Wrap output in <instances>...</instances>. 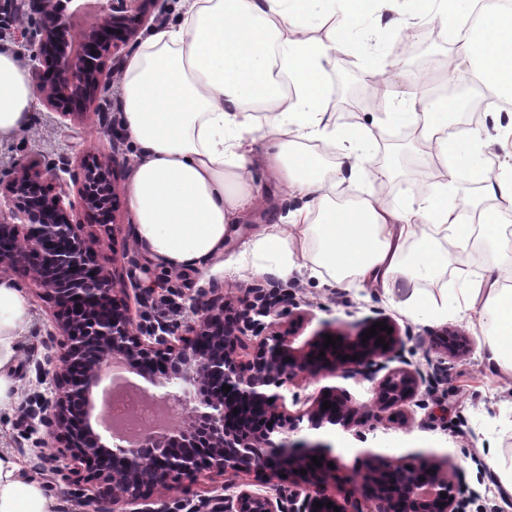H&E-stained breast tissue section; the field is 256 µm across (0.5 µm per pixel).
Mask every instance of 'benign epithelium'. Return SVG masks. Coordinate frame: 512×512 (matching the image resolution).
<instances>
[{
  "label": "benign epithelium",
  "instance_id": "7a95c632",
  "mask_svg": "<svg viewBox=\"0 0 512 512\" xmlns=\"http://www.w3.org/2000/svg\"><path fill=\"white\" fill-rule=\"evenodd\" d=\"M34 32L31 61H42L48 72L35 68L37 91L47 106L63 116L86 109L97 94L108 88L112 69L101 57L111 52L116 38L113 0L100 2L98 28L81 35L82 50L68 51L71 37L65 14L49 0H27ZM111 164L86 168L75 198L61 191L52 199L35 191L40 173L22 167L0 193L10 220H0V268L22 264L32 255L39 261L30 275L49 290L59 307L56 332L44 340L46 362H56L51 374L52 395L38 396L23 411L22 421H38L59 443L55 453H38L41 468L61 473V460L85 465L88 480L104 484L91 497L95 512H130L128 507L151 498V491L165 488L171 479L196 480L203 468L221 474H238L253 468L273 474L306 470L313 484L325 481L337 463L331 447L290 434L301 424L318 430L339 425L346 430L364 425L373 413L411 400L430 376L419 368L389 372L375 388L372 407H353L336 388H322L312 405L294 415L286 411L281 388L298 374L307 377H370L369 369L383 368L388 350L377 338L393 346L387 330L362 342L345 337L336 347L321 343L303 356L295 355L288 334L278 331L279 305L288 301L260 286L245 289L244 309L221 296H206L192 305V317L179 330L164 324L134 323L127 302L117 297L113 278L95 259L94 238L84 226L64 216L66 209H109L113 195ZM259 338L254 350L246 335ZM434 347L446 354L466 352L469 341L455 331L435 337ZM325 356H319V352ZM114 360L126 363L163 392L153 398L175 411L182 420L163 431L145 433L135 448L102 436L94 427V388L106 377ZM231 390H222L223 385ZM331 407L324 409L322 403ZM237 413L240 425L225 428L226 417ZM276 419V425L267 421ZM322 456L316 466L312 457ZM375 512H461L455 487L448 477L432 472L424 462L398 471L373 462L362 475ZM447 497H442V494ZM324 507L314 506L316 502ZM332 502L328 508L325 503ZM158 507L141 512H334L336 499L318 490L315 494L290 491L273 498L240 490L234 496L217 495L189 507L178 500H156Z\"/></svg>",
  "mask_w": 512,
  "mask_h": 512
}]
</instances>
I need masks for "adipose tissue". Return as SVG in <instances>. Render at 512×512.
I'll use <instances>...</instances> for the list:
<instances>
[{
  "label": "adipose tissue",
  "instance_id": "ef3b65f1",
  "mask_svg": "<svg viewBox=\"0 0 512 512\" xmlns=\"http://www.w3.org/2000/svg\"><path fill=\"white\" fill-rule=\"evenodd\" d=\"M457 0H179L178 17L153 32L131 53L120 82V127L131 148L127 197L138 248L159 268L207 269L224 254L242 215L260 193L243 182L253 163L247 141L253 112L266 111L262 134L265 167L275 180L311 194L309 207L290 225L260 234L254 266L279 278L299 261L323 270L335 282L367 283L392 290L411 286L404 313L426 323L472 310L478 315L479 347L489 369L512 375V227L469 224L464 211L440 201L425 186L417 205L388 210L363 198L349 223L336 221V188L322 178L313 158H299L295 139L320 138L366 182L382 178L367 169L373 130L336 127L326 109L325 78L346 49L364 51V64L384 66L380 37L384 13L446 28L459 61L451 81L484 80L496 95L512 97V77L501 59L477 49L478 29L507 19L501 0H482L477 23H455ZM337 20L345 41L301 40L298 31ZM36 91L23 57L0 49V143L33 129ZM453 139L469 151H449L440 142L447 185L466 199V184L480 172V130L460 127ZM462 247L477 271L461 287L443 292L440 303L416 293L423 281L444 276L440 244ZM32 321L31 305L11 278L0 276V410L17 398L16 371ZM0 512H56L41 480L23 472L0 451Z\"/></svg>",
  "mask_w": 512,
  "mask_h": 512
}]
</instances>
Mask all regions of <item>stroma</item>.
<instances>
[{
  "label": "stroma",
  "mask_w": 512,
  "mask_h": 512,
  "mask_svg": "<svg viewBox=\"0 0 512 512\" xmlns=\"http://www.w3.org/2000/svg\"><path fill=\"white\" fill-rule=\"evenodd\" d=\"M178 0H127L126 14L143 13L144 23L137 33L114 48L105 61L114 74H121L127 56L159 28L172 20ZM446 33L431 35L418 32L407 48L390 52L388 99L375 103V92L366 79V70L360 63H349L337 71L340 87L330 107L337 117L353 118L355 125L376 128L383 124L391 102L403 100L419 91L418 82L425 66H433L455 56ZM485 86L474 81L462 92L463 108L449 110V123L465 120V109H482L479 128L483 141L480 147L481 165L504 166L512 161V108L483 107ZM118 84H110L100 105L67 117L56 114L46 104H38L31 134L0 146V163L24 162L35 166L44 179H51L55 168L67 164L61 184L69 192H76L83 173L85 159L114 156L113 185L115 205L110 224L98 223L95 213L73 212V221L84 224L97 237V259L112 275L117 290L133 294L135 282L129 274L127 259L137 253L132 212L126 194V182L131 148L127 140L110 139L102 126V112L117 115L119 108ZM296 152L304 157L319 158L323 174L339 172L336 183L337 201L362 198L376 192V185L358 183L350 169H339V159L322 152L319 142L299 140ZM371 169L389 171L384 184L390 198L386 205L400 207L409 194H416L425 186L428 175L440 169L434 150L424 139L405 135L390 138L373 145L367 158ZM251 178L263 181L264 189L252 210L244 214L236 235L226 243L221 265L206 271L183 270L168 272L154 264H147L142 275L145 283L154 285L155 293L145 308H133V315L150 322L185 323L191 317L192 295L200 289L216 288L226 300H236L241 289L254 285L266 289H282L290 300L280 328L289 332L295 349L305 352L315 336L336 334L353 336L364 327L378 321L390 323L398 340L386 362L387 369L406 366L433 372L441 369L442 381L421 385L414 402L401 409L380 412L359 432L326 426L318 430H304V437L330 444L334 451H348L350 458L368 452L395 466L412 467L426 461L440 471L450 472L458 482V498L464 504L463 512H512V496L504 494L490 467V459L499 449L512 448V376L488 372L481 360L477 338L480 334L477 314L461 318L422 324L408 318L402 311V302L408 297L405 288L386 294L382 289L347 287L328 284L326 279L312 276L309 268L294 271L288 279H280L257 272L251 263V248L255 234L263 228L285 224L288 214L306 207L304 196L283 183L267 179L262 162H255ZM8 277L24 291L32 307V323L23 345V356L17 368L20 381L18 400L12 411L0 413V448L14 454L24 470L38 473L43 484L52 486V495L62 512H92L87 498L93 495L92 484L81 475H71L69 481L47 470H39L36 443L43 437V429L28 431L20 418L33 394H49L50 377L39 376L37 361L43 360L46 349L43 341L47 333L55 331L57 308L47 291L34 283L22 271L11 269ZM456 330L470 339V349L461 355H448L432 349L433 336L444 330ZM333 386L344 390L350 405L371 404L374 397L371 381L323 377L317 380L297 376L288 384L289 392L301 398L316 397L319 390ZM297 475L273 476L253 469L238 475L203 473L198 480L172 483L169 489L155 491V498L190 500L193 502L217 494L235 493L237 487L271 493L298 488ZM327 495L333 496L347 512H371L372 502L366 497L361 479L355 478L349 468H337L323 485Z\"/></svg>",
  "instance_id": "35a3bbf8"
}]
</instances>
